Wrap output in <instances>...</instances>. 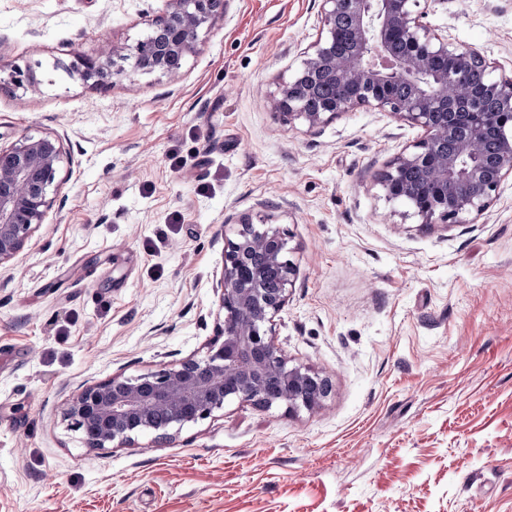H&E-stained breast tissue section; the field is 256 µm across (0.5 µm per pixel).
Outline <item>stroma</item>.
Returning a JSON list of instances; mask_svg holds the SVG:
<instances>
[{
	"mask_svg": "<svg viewBox=\"0 0 512 512\" xmlns=\"http://www.w3.org/2000/svg\"><path fill=\"white\" fill-rule=\"evenodd\" d=\"M164 7L0 0V61L39 83L0 93V143L63 150L52 208L0 264V512H512V175L475 223L426 228L375 181L424 129L371 106L313 130L271 112L321 0H229L174 83L67 73ZM427 22L512 77V0H432ZM245 216L289 236L274 340L331 394L89 455L69 400L206 355Z\"/></svg>",
	"mask_w": 512,
	"mask_h": 512,
	"instance_id": "stroma-1",
	"label": "stroma"
}]
</instances>
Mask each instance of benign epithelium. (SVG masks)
Wrapping results in <instances>:
<instances>
[{
	"label": "benign epithelium",
	"instance_id": "benign-epithelium-1",
	"mask_svg": "<svg viewBox=\"0 0 512 512\" xmlns=\"http://www.w3.org/2000/svg\"><path fill=\"white\" fill-rule=\"evenodd\" d=\"M428 0H322L326 34L300 68L280 82L271 110L314 129L361 106H373L425 130L378 176L388 202H407L425 226L470 223L512 175V79L490 78L477 50L452 42L423 18ZM225 0H166L153 33L134 47L143 69L177 81L202 28L224 15ZM127 48L105 45L68 72L106 87L125 72ZM7 84L36 90L32 67ZM62 149L48 136L0 146V265L23 251L59 189ZM224 247L218 338L202 359L167 365L135 378L114 376L84 387L64 412L85 447L104 450L144 435L167 440L211 417L230 401L290 413L314 409L330 395L329 378L288 365L273 340V321L288 300L297 267L285 234L271 224L240 221Z\"/></svg>",
	"mask_w": 512,
	"mask_h": 512
}]
</instances>
